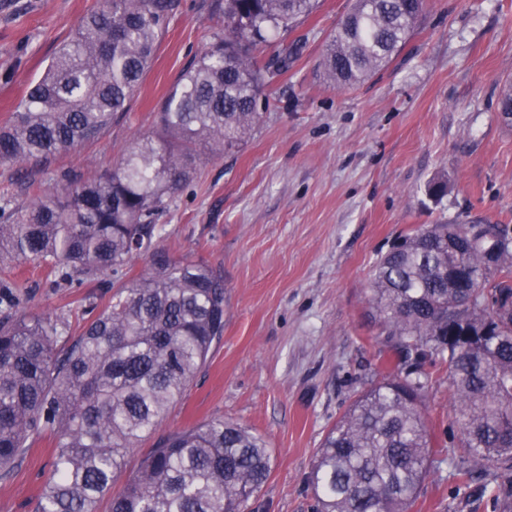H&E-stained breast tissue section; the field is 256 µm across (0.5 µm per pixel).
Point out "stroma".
Masks as SVG:
<instances>
[{"instance_id": "obj_1", "label": "stroma", "mask_w": 512, "mask_h": 512, "mask_svg": "<svg viewBox=\"0 0 512 512\" xmlns=\"http://www.w3.org/2000/svg\"><path fill=\"white\" fill-rule=\"evenodd\" d=\"M99 0H0V125L29 84ZM214 0H179L125 119L61 155L57 169L88 181L112 166L221 21ZM351 0H321L306 40L265 91L269 104L243 148L201 160L197 176L159 220L156 241L224 276V334L166 415L159 432L215 416L262 435L271 472L256 512H314V455L329 429L396 356L370 316L372 267L399 236L423 224L487 220L512 225V125L498 99L512 82V0H426L424 20L401 54L356 88L321 75L325 38ZM448 192L428 193L434 180ZM59 186L33 165L0 162V197L28 205ZM25 284L38 313L77 315L99 283L51 291L46 272L0 267ZM431 374L427 477L410 512H493L477 506L451 464L448 369ZM54 441L30 440L0 470V512H33Z\"/></svg>"}]
</instances>
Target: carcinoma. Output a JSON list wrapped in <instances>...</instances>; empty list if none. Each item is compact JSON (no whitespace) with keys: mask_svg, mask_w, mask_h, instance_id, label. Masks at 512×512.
Wrapping results in <instances>:
<instances>
[{"mask_svg":"<svg viewBox=\"0 0 512 512\" xmlns=\"http://www.w3.org/2000/svg\"><path fill=\"white\" fill-rule=\"evenodd\" d=\"M178 0H103L0 126V160L49 170L126 116ZM319 0H217L222 29L183 70L155 118L115 165L89 182L60 172L64 193L26 206L0 198V262L47 270V287L104 281L107 303L81 299L83 324L28 311L0 279V469L28 441L56 439L35 512H96L128 455L193 384L224 335V276L202 258L173 256L157 219L190 184L202 154L237 151L260 120L263 90L286 71L301 35L267 60L260 50L296 32ZM425 0H354L330 33L326 80L349 89L404 49ZM512 123V85L498 101ZM424 224L380 255L368 306L399 363L354 401L317 449L315 512H408L426 479L428 357L447 364L456 474H507L479 495L512 512V227ZM144 267L130 275L132 263ZM271 470L266 440L213 417L159 440L111 512H254Z\"/></svg>","mask_w":512,"mask_h":512,"instance_id":"1","label":"carcinoma"}]
</instances>
